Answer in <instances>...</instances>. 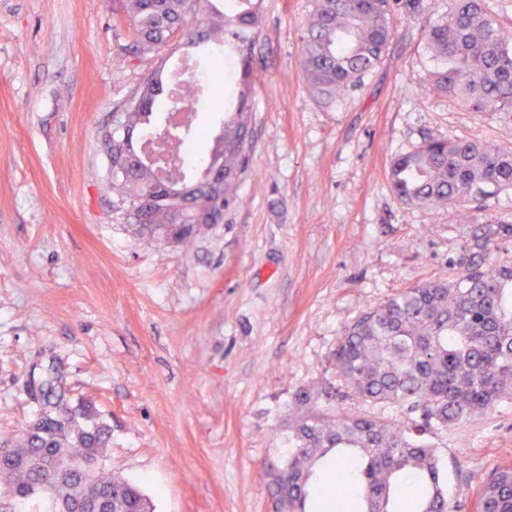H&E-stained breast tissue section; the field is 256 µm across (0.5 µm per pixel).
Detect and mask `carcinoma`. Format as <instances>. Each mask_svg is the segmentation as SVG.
<instances>
[{
  "instance_id": "1",
  "label": "carcinoma",
  "mask_w": 512,
  "mask_h": 512,
  "mask_svg": "<svg viewBox=\"0 0 512 512\" xmlns=\"http://www.w3.org/2000/svg\"><path fill=\"white\" fill-rule=\"evenodd\" d=\"M113 14L130 24L127 45L136 58L159 57L179 39L224 48L236 80L224 100V119L207 155L193 172L130 160L119 166L120 136L105 153L110 189L121 217L139 238L187 246L213 228L207 215L226 216L238 205L250 167L255 58L263 27L261 0H232L222 11L212 0H114ZM424 0H314L303 36L301 77L314 97L334 103L380 62L397 17L424 13ZM434 62L427 88L476 112H512V38L481 0H455L447 17L423 30ZM205 85H180L175 105L196 112ZM163 72L144 77L119 115L129 135L152 128L160 111ZM203 135L198 123L178 145L193 155ZM395 196L408 204L448 205L512 187V149L479 138L430 136L396 154L389 168ZM512 235L511 224L488 218L462 246L451 282L406 288L363 313L339 337L333 353L336 380L346 397L395 405L403 418L354 414L334 407L336 387L324 381L297 389L289 403L281 455L263 468L272 512H316L315 501L337 509L357 500L356 512H446L447 476L429 437L466 423L512 397V265L491 259L492 238ZM108 427L86 407L73 408L51 385L43 412L0 457V502L36 498L40 473L57 459H95L87 483L59 480L53 501L99 499L108 512H150L140 489L106 466ZM475 512H512V466H499L481 483Z\"/></svg>"
}]
</instances>
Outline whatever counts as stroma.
I'll use <instances>...</instances> for the list:
<instances>
[{
    "instance_id": "obj_1",
    "label": "stroma",
    "mask_w": 512,
    "mask_h": 512,
    "mask_svg": "<svg viewBox=\"0 0 512 512\" xmlns=\"http://www.w3.org/2000/svg\"><path fill=\"white\" fill-rule=\"evenodd\" d=\"M402 17L383 59L335 106L300 76L312 0H262L254 54L252 171L223 224L190 248L134 237L106 190L99 132L163 58L126 51L112 0H0V442L40 406L51 365L73 404L111 429L106 461L154 512H271L262 466L282 448L292 393L331 378V352L362 312L457 273L512 188L445 208L407 205L392 157L429 135L512 147V116L428 90L427 21ZM448 512H474L492 469L512 465V400L431 438Z\"/></svg>"
}]
</instances>
